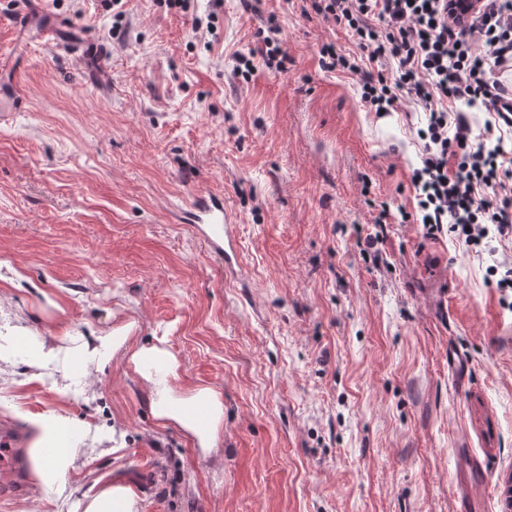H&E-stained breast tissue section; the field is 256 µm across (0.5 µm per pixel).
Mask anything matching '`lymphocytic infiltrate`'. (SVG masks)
<instances>
[{"label": "lymphocytic infiltrate", "instance_id": "obj_1", "mask_svg": "<svg viewBox=\"0 0 512 512\" xmlns=\"http://www.w3.org/2000/svg\"><path fill=\"white\" fill-rule=\"evenodd\" d=\"M450 0H305L323 21L351 32L357 51L319 49L328 72L357 79L361 99L377 113L397 109L403 100L428 114L414 188L424 238L435 240L452 229L466 246H480L488 235L512 239V92L503 67L512 64V0H481L468 21L453 18ZM233 75L249 81L257 67L285 74L295 60L284 49L275 17L249 52L235 53ZM392 62L395 75L375 72L371 63ZM484 109L482 129H473L459 100Z\"/></svg>", "mask_w": 512, "mask_h": 512}]
</instances>
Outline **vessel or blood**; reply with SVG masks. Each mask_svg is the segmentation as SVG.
<instances>
[{"instance_id":"b4317fda","label":"vessel or blood","mask_w":512,"mask_h":512,"mask_svg":"<svg viewBox=\"0 0 512 512\" xmlns=\"http://www.w3.org/2000/svg\"><path fill=\"white\" fill-rule=\"evenodd\" d=\"M63 24L61 19L48 12L43 6L22 7L17 16L15 31L18 34H34L37 38L58 39ZM17 68L12 60L0 53V113L18 111L22 104L16 95ZM180 215L187 223L197 225L202 240L210 250L223 259L225 268H232L233 255L229 248L232 243L234 224L224 209V197L212 191L198 189L184 201ZM26 440L16 436L12 440L0 441V482H17L19 469L24 458Z\"/></svg>"}]
</instances>
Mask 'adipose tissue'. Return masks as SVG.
Wrapping results in <instances>:
<instances>
[{
    "label": "adipose tissue",
    "mask_w": 512,
    "mask_h": 512,
    "mask_svg": "<svg viewBox=\"0 0 512 512\" xmlns=\"http://www.w3.org/2000/svg\"><path fill=\"white\" fill-rule=\"evenodd\" d=\"M134 323L128 322L97 337L89 355L103 366L122 356L147 384L151 413L159 426L179 427L197 447L215 448L224 426L222 393L212 386L182 389L179 364L165 347L146 346L133 335ZM38 430L35 453L39 460L37 476L45 487L59 493L65 488V476L72 467L76 449L85 433L81 425L59 413L31 416ZM139 498L131 486L121 482L103 484L97 492L73 503L71 512H139Z\"/></svg>",
    "instance_id": "obj_1"
}]
</instances>
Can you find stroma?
Wrapping results in <instances>:
<instances>
[{"label":"stroma","instance_id":"1","mask_svg":"<svg viewBox=\"0 0 512 512\" xmlns=\"http://www.w3.org/2000/svg\"><path fill=\"white\" fill-rule=\"evenodd\" d=\"M43 0L68 24L56 44L15 49L0 0V51L18 50L23 107L0 122V343L84 342L135 321L165 338L183 386L224 397L203 451L157 426L145 382L122 357L105 369L23 359L0 369V424L32 414L88 427L65 478H36L0 512H69L121 480L142 512H506L512 486V291L487 279L512 241L472 253L451 235L391 224L388 268L359 241L381 204L413 210L422 107L370 112L351 76L323 71L341 26L283 0L288 74L233 78L258 41L239 0ZM216 14V32L194 20ZM260 13V14H261ZM220 192L236 218L240 272L225 273L176 206Z\"/></svg>","mask_w":512,"mask_h":512}]
</instances>
